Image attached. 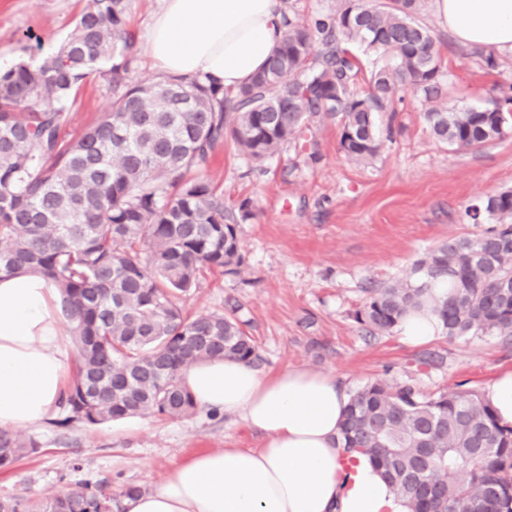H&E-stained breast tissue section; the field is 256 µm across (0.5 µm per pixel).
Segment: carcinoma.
<instances>
[{
  "label": "carcinoma",
  "mask_w": 512,
  "mask_h": 512,
  "mask_svg": "<svg viewBox=\"0 0 512 512\" xmlns=\"http://www.w3.org/2000/svg\"><path fill=\"white\" fill-rule=\"evenodd\" d=\"M424 0H336L310 27L283 14L286 29L265 66L234 92L198 78H129L135 34L131 0H90L76 34L31 65L0 73V275L36 270L60 288L72 324L76 368L56 424L101 425L150 413L196 410L180 376L192 364L260 360L234 314L190 316L183 298L202 274H237L239 222L224 191L194 173L228 138L252 161L298 143L312 118L340 125V149L358 163L381 150L375 114L402 88L419 95L432 135L454 149L512 132V99L484 107L442 103L446 76ZM374 55L367 90L350 49ZM112 92L96 124L65 138L67 110L90 76ZM498 225L450 239L413 264L411 275L368 289L357 321L389 333L428 310L448 336L512 337V190L467 210ZM443 288L442 294L433 289ZM339 443L368 456L409 512H512V426L474 393L375 380L350 397ZM0 428V468L39 452ZM106 483L48 497L29 512H120Z\"/></svg>",
  "instance_id": "cac0c4a2"
}]
</instances>
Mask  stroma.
Masks as SVG:
<instances>
[{"instance_id": "stroma-1", "label": "stroma", "mask_w": 512, "mask_h": 512, "mask_svg": "<svg viewBox=\"0 0 512 512\" xmlns=\"http://www.w3.org/2000/svg\"><path fill=\"white\" fill-rule=\"evenodd\" d=\"M88 0H0V51L37 60L75 32ZM419 18L432 28L447 72L445 104L478 106L512 91V57L487 68L473 48L454 42L431 7ZM112 101L101 78L87 81L69 110L66 134L97 123ZM423 107L399 91L393 113H380L383 148L369 164L349 161L334 119L317 117L300 147L263 164L225 141L201 177L224 190L230 208L248 203L238 230L239 274L205 273L184 300L188 313L236 308L258 341V370L292 367L335 374L348 391L383 379L426 394L448 388L483 394L512 369V341L494 335L438 333L412 347L399 331L369 335L355 318L370 283L409 274L443 241L475 237L486 226L469 206L512 190V134L479 148L452 150L430 134ZM39 453L0 469V500L25 505L82 485L108 482L150 490L197 453L256 448L261 437L224 414L195 412L180 420L142 415L89 427L53 422L28 429Z\"/></svg>"}]
</instances>
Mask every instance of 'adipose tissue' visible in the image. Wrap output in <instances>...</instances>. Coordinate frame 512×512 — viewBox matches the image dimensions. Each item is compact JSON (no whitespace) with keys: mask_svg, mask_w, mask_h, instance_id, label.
Segmentation results:
<instances>
[{"mask_svg":"<svg viewBox=\"0 0 512 512\" xmlns=\"http://www.w3.org/2000/svg\"><path fill=\"white\" fill-rule=\"evenodd\" d=\"M465 46L512 56V0H432ZM284 32L278 0H162L147 53L165 75L247 83ZM61 293L38 272L0 278V427L30 428L59 410L70 358ZM181 382L198 408L259 433L257 448L194 455L123 512H408L381 473L336 441L349 395L303 368L260 373L234 359L191 365Z\"/></svg>","mask_w":512,"mask_h":512,"instance_id":"ef3b65f1","label":"adipose tissue"}]
</instances>
